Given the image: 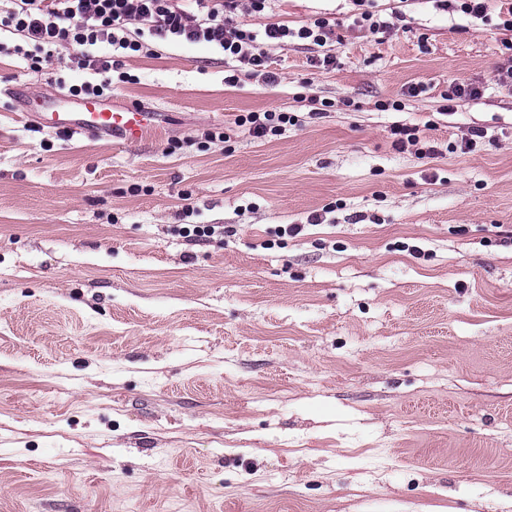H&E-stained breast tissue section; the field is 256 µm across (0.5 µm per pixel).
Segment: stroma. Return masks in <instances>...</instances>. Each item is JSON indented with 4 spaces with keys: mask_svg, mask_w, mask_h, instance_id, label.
Masks as SVG:
<instances>
[{
    "mask_svg": "<svg viewBox=\"0 0 512 512\" xmlns=\"http://www.w3.org/2000/svg\"><path fill=\"white\" fill-rule=\"evenodd\" d=\"M374 6L402 12L393 33L354 26L350 0H241L258 32L342 24L329 70L268 48L272 85L226 83L203 46L125 58L109 98L156 114L132 145L26 126L17 102L93 74L64 48L38 72L0 54V512H512L504 33ZM454 79L484 94L445 114ZM265 110L301 123L234 124ZM397 124L440 155L396 149ZM215 127L229 141L201 148ZM473 127L487 142L458 152ZM298 116L290 112H248L238 116V126H246L248 133L256 139H265L268 136L281 135L288 125L296 126L299 123Z\"/></svg>",
    "mask_w": 512,
    "mask_h": 512,
    "instance_id": "stroma-1",
    "label": "stroma"
}]
</instances>
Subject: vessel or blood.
<instances>
[{"label":"vessel or blood","instance_id":"obj_1","mask_svg":"<svg viewBox=\"0 0 512 512\" xmlns=\"http://www.w3.org/2000/svg\"><path fill=\"white\" fill-rule=\"evenodd\" d=\"M20 120L68 137L105 136L123 144L142 141L153 129L154 115L138 105H117L100 98L60 94L50 103L28 105Z\"/></svg>","mask_w":512,"mask_h":512}]
</instances>
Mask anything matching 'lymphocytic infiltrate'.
<instances>
[{
    "mask_svg": "<svg viewBox=\"0 0 512 512\" xmlns=\"http://www.w3.org/2000/svg\"><path fill=\"white\" fill-rule=\"evenodd\" d=\"M0 26L20 35L36 51L33 66L52 56L60 46L73 47L70 65L79 70L107 74L119 68V59L142 52V33L165 43H204L221 49L225 58L262 72L267 47L294 36L318 47L336 41V27L318 17L290 30L267 24L263 36L235 25L232 16L238 0H194L197 9L185 8V0H5ZM438 9L476 19L486 18L497 7L503 40L502 60L495 82L512 89V0H435Z\"/></svg>",
    "mask_w": 512,
    "mask_h": 512,
    "instance_id": "f902f5d3",
    "label": "lymphocytic infiltrate"
}]
</instances>
